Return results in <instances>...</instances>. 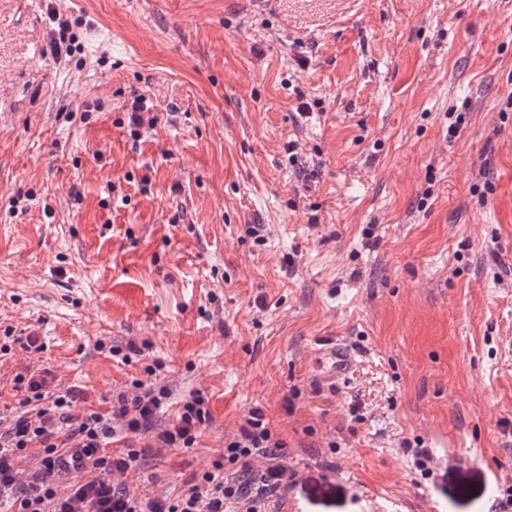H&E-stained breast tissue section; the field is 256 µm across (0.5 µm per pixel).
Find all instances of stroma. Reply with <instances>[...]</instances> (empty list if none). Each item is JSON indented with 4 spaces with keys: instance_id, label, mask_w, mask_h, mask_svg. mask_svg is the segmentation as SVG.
Listing matches in <instances>:
<instances>
[{
    "instance_id": "1",
    "label": "stroma",
    "mask_w": 512,
    "mask_h": 512,
    "mask_svg": "<svg viewBox=\"0 0 512 512\" xmlns=\"http://www.w3.org/2000/svg\"><path fill=\"white\" fill-rule=\"evenodd\" d=\"M511 92L512 0H0V344L45 345L0 357V409L46 369L103 410L159 361L156 427L197 390L210 418L113 474L136 494L176 497L258 407L297 474L279 512H493ZM138 95L160 121L136 139ZM324 356L328 364L326 376L329 380L337 383L344 380L352 371L355 355L344 343L336 340L329 343Z\"/></svg>"
}]
</instances>
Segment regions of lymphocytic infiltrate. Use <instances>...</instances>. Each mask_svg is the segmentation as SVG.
<instances>
[{"mask_svg":"<svg viewBox=\"0 0 512 512\" xmlns=\"http://www.w3.org/2000/svg\"><path fill=\"white\" fill-rule=\"evenodd\" d=\"M49 371L20 373L13 389L20 399L6 431L0 433V506L5 512H224L235 505L241 512H264L269 498L288 487L282 462L285 444L272 434L261 409H251L239 434L225 442L222 460L211 471L188 481L174 499L148 497L114 485L112 473L140 468L144 450L131 441L150 435L159 448H195L200 428L209 418L208 402L193 392L177 420L166 428L154 421L168 391L143 386L133 395H118L103 411L76 412L74 391L51 392ZM126 444L113 449L115 436ZM79 462L76 472L65 470L66 456ZM38 470H27L31 457ZM266 459L256 470L252 458ZM233 473H225V465Z\"/></svg>","mask_w":512,"mask_h":512,"instance_id":"f902f5d3","label":"lymphocytic infiltrate"}]
</instances>
